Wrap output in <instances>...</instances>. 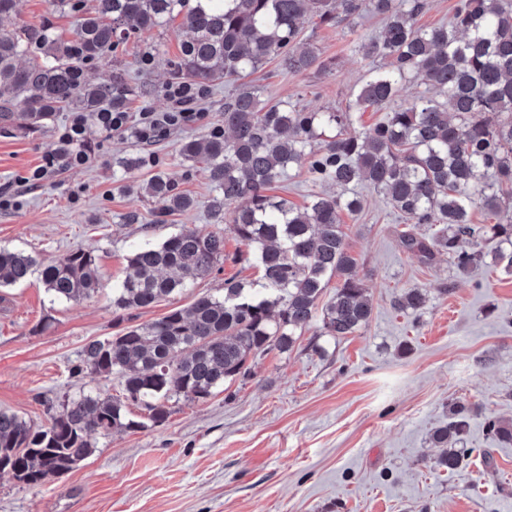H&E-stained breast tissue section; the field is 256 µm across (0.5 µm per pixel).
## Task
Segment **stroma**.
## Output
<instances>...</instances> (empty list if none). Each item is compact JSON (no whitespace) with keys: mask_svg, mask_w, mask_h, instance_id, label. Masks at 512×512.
<instances>
[{"mask_svg":"<svg viewBox=\"0 0 512 512\" xmlns=\"http://www.w3.org/2000/svg\"><path fill=\"white\" fill-rule=\"evenodd\" d=\"M39 22L75 37V17L54 10L50 0H19L17 15L0 19V29ZM302 28L326 70L288 74L272 61L247 83L268 103L344 110L375 62L349 51L346 30L308 18ZM185 37L176 20L132 33L88 62V76L106 80L122 66L145 89L128 112L165 111L166 61ZM233 91L227 82L207 85L197 106L201 119L148 144L85 121L88 163L38 183L30 180L35 166L59 148L74 113H60L43 128L0 129V194L15 201L0 209V247L44 262L92 248L102 274L98 295L80 304L52 299L37 273L0 289V408L44 424L45 401L83 391L120 394L117 379L73 369L87 341L116 332L112 286L142 238L138 226L121 220L130 211L150 217L154 205L141 187L154 172H165L196 206L152 225V239L185 226L220 230L227 259L195 290L136 311L137 322L188 304L197 291L222 294L228 280L258 283L253 264L234 261L243 246L228 224L208 214V180L179 152L185 138L221 127ZM133 153L144 156L141 169L114 170L116 159ZM356 191L363 209L342 221L373 301L364 331L330 341L311 324L293 351L258 358L248 378L206 401L173 404L161 426L99 438L94 455L43 486L0 474V512H512V446L484 424L489 416L512 424V277L489 265L461 278L444 256L421 263L402 248L403 219L383 195L367 185ZM410 288L426 290V305L415 313L397 310ZM317 344L326 355L315 354ZM459 402L474 414L463 442L467 459L451 473L437 466L440 451L429 436Z\"/></svg>","mask_w":512,"mask_h":512,"instance_id":"1","label":"stroma"}]
</instances>
